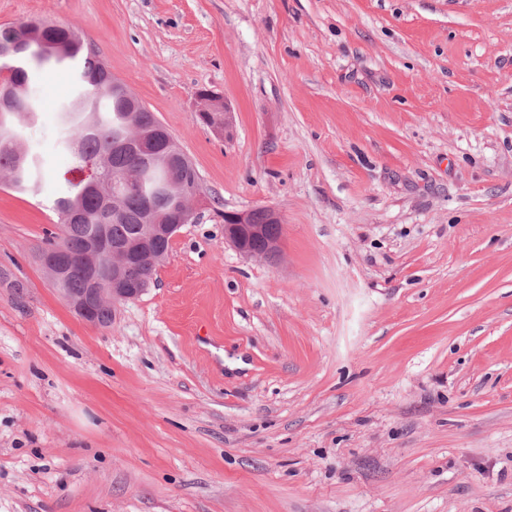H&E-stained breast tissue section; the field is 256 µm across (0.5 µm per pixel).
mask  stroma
Listing matches in <instances>:
<instances>
[{"label":"stroma","mask_w":512,"mask_h":512,"mask_svg":"<svg viewBox=\"0 0 512 512\" xmlns=\"http://www.w3.org/2000/svg\"><path fill=\"white\" fill-rule=\"evenodd\" d=\"M83 32L210 209L110 326L39 249L87 180L39 71L0 182V512H512V0H0ZM223 93L234 135L195 120ZM262 208L254 211H224L222 213V217H224V241L231 244L244 257L274 261L278 253V240L267 241L266 247L258 250L263 248L264 242L257 239L263 238L265 224L267 235L279 238L281 235V217L274 208ZM268 216L271 221L279 224L271 223ZM253 241L255 242L252 246Z\"/></svg>","instance_id":"stroma-1"}]
</instances>
